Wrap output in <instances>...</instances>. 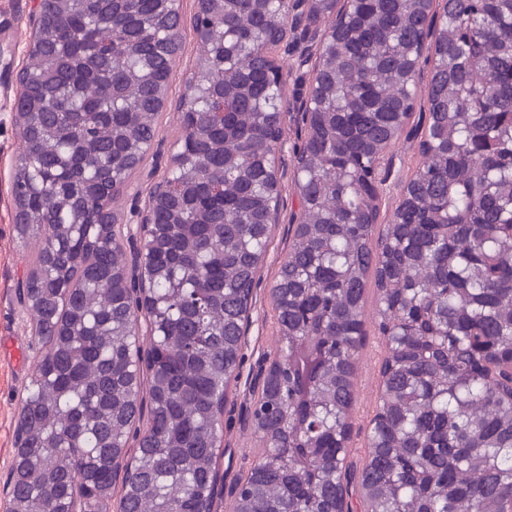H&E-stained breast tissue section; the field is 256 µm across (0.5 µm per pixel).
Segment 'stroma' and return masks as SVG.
I'll use <instances>...</instances> for the list:
<instances>
[{"mask_svg": "<svg viewBox=\"0 0 512 512\" xmlns=\"http://www.w3.org/2000/svg\"><path fill=\"white\" fill-rule=\"evenodd\" d=\"M31 0H0V486L6 485L13 463L15 419L20 398L28 385L42 347L31 334L28 309L21 304L17 284L28 268V258L37 243L19 239L15 228V209L10 183L22 140L13 112L14 99L20 91L17 80L25 62L30 36L34 30ZM185 27L182 31L183 52L172 76L168 99L159 115L160 136L173 145L181 133L178 104L185 80L197 51L191 29L196 11L195 0H182ZM285 83L284 106L288 111L284 146L280 154L279 178L283 187L280 200V222L272 232L271 244L260 271L256 301L251 312V325L244 346V361L239 379L233 384L224 410V455L220 468L225 484H233L246 474L256 459L259 443L246 423L254 398L253 375L258 366L272 358L278 347L274 310L269 291L277 270L288 251V227L294 210L293 190L294 146L300 139L298 99L309 87L308 69L299 68L294 53L280 57ZM418 139L403 135L392 147L395 168L387 184V196L381 207L382 216L394 210L405 183L410 179L421 155ZM170 164L169 154H149L143 171L137 174L121 201V211L131 215L144 208L152 186L146 172L162 176ZM377 292L368 288L364 304L367 337L357 360L354 377L355 406L352 417L349 460L363 466L367 454L369 422L376 410L380 386V364L384 356L382 338L376 328Z\"/></svg>", "mask_w": 512, "mask_h": 512, "instance_id": "stroma-1", "label": "stroma"}]
</instances>
